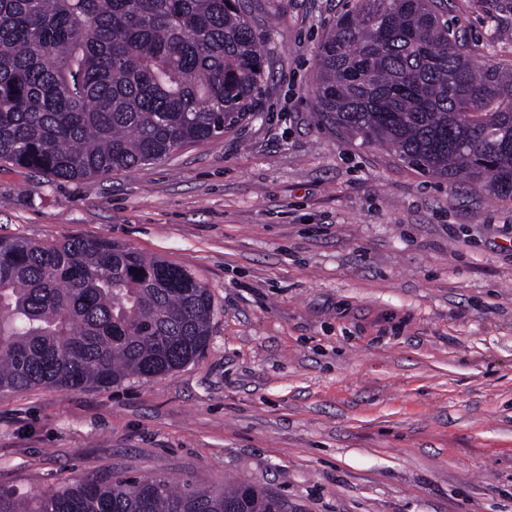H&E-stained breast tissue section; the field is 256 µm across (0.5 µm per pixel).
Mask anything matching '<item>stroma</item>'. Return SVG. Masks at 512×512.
Returning <instances> with one entry per match:
<instances>
[{
	"mask_svg": "<svg viewBox=\"0 0 512 512\" xmlns=\"http://www.w3.org/2000/svg\"><path fill=\"white\" fill-rule=\"evenodd\" d=\"M354 2L250 0L266 80L223 135L82 181L0 168V235L128 246L215 306L168 375L0 393V484L157 474L289 512H512V199L321 123L315 48ZM443 8L512 64V0Z\"/></svg>",
	"mask_w": 512,
	"mask_h": 512,
	"instance_id": "obj_1",
	"label": "stroma"
}]
</instances>
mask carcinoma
<instances>
[{
    "mask_svg": "<svg viewBox=\"0 0 512 512\" xmlns=\"http://www.w3.org/2000/svg\"><path fill=\"white\" fill-rule=\"evenodd\" d=\"M244 0H0V163L83 180L204 143L251 112ZM323 125L452 184L512 195V67L475 60L439 0H356L315 50ZM214 305L186 269L104 240L0 236V391L106 388L198 359ZM0 512H288L234 481L0 485Z\"/></svg>",
    "mask_w": 512,
    "mask_h": 512,
    "instance_id": "carcinoma-1",
    "label": "carcinoma"
}]
</instances>
